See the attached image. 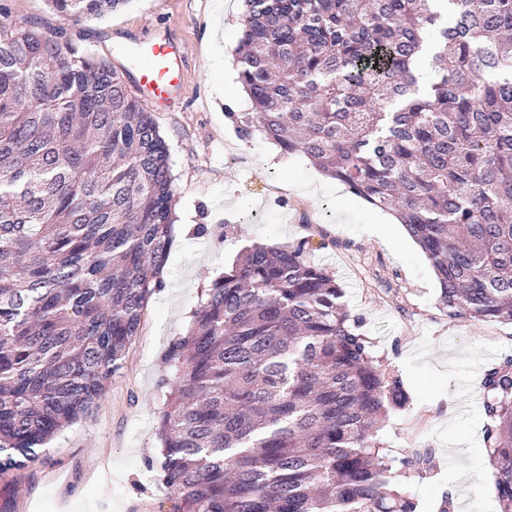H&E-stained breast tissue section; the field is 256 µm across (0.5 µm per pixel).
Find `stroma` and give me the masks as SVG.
Segmentation results:
<instances>
[{"label": "stroma", "instance_id": "stroma-1", "mask_svg": "<svg viewBox=\"0 0 512 512\" xmlns=\"http://www.w3.org/2000/svg\"><path fill=\"white\" fill-rule=\"evenodd\" d=\"M14 18L44 33L66 27L82 50L109 60L129 78L124 52L165 27L185 49L181 100L155 120L169 147L176 221L161 273L122 370L103 400L62 431L40 458L0 475V512H172L174 496L158 481V426L172 370L164 356L185 335L202 292L230 269L241 249L310 238L316 264L333 271L344 300L364 319L377 356L402 376L409 401L386 421L381 438L393 456L435 451L436 469L406 480L417 512H434L460 485L458 512H497L479 477L490 466L483 436L482 381L512 355V324L451 318L438 307L439 283L420 248L379 209L354 196L305 156L276 152L254 135L239 137L230 115L252 108L238 93L234 50L242 0H128L101 19L64 25L46 0H0ZM224 82L223 100L212 99ZM207 225L198 235V225ZM469 449L460 470L454 449Z\"/></svg>", "mask_w": 512, "mask_h": 512}]
</instances>
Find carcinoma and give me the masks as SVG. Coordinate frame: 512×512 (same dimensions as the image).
Instances as JSON below:
<instances>
[{
	"label": "carcinoma",
	"instance_id": "1",
	"mask_svg": "<svg viewBox=\"0 0 512 512\" xmlns=\"http://www.w3.org/2000/svg\"><path fill=\"white\" fill-rule=\"evenodd\" d=\"M74 24L127 0H47ZM244 0L231 112L394 211L450 318L512 323V0ZM427 57L426 86L414 73ZM169 151L112 65L0 5V474L103 399L172 241ZM310 239L246 247L201 294L160 416L174 512H416L378 435L407 402ZM512 512V356L485 373Z\"/></svg>",
	"mask_w": 512,
	"mask_h": 512
}]
</instances>
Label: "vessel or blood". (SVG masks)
Returning <instances> with one entry per match:
<instances>
[{"instance_id": "vessel-or-blood-1", "label": "vessel or blood", "mask_w": 512, "mask_h": 512, "mask_svg": "<svg viewBox=\"0 0 512 512\" xmlns=\"http://www.w3.org/2000/svg\"><path fill=\"white\" fill-rule=\"evenodd\" d=\"M130 53L140 60L132 82L146 106L159 112L180 97L184 87L183 52L166 31H156L136 42Z\"/></svg>"}]
</instances>
